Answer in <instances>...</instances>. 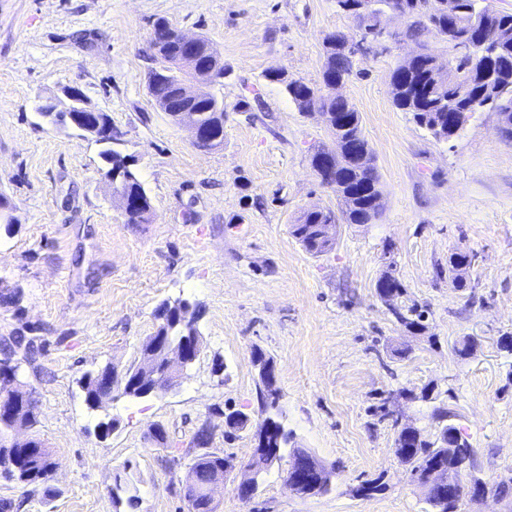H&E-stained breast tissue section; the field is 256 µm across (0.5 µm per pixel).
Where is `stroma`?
Here are the masks:
<instances>
[{"instance_id":"1","label":"stroma","mask_w":512,"mask_h":512,"mask_svg":"<svg viewBox=\"0 0 512 512\" xmlns=\"http://www.w3.org/2000/svg\"><path fill=\"white\" fill-rule=\"evenodd\" d=\"M159 18L222 56L227 74L208 87L224 102L220 149L196 148L149 93ZM406 26L387 15L389 38L355 55L337 89L361 114L379 214L337 225L332 250L314 255L291 226L304 210L338 207L311 165L330 131L265 74L320 83L325 36L362 35L336 0H0V195L14 219L0 227V294L20 295L0 303V349L14 346L39 408L13 437L40 439L54 463L47 497L0 478L11 512H188L189 466L205 451L236 463L214 492L218 512H428L425 487L395 454L399 426L437 435L433 405L419 398L427 386L474 448L475 475L512 478V355L499 344L512 336V139L493 112L445 141L393 106L401 60L422 45L454 52L440 36L401 39ZM65 86L109 115L151 198L149 223H126L90 135L39 115V101ZM458 249L472 255L464 289L443 273ZM389 267L406 288L390 304L376 291ZM165 301L187 302L196 319L194 365L173 389L133 399L117 383L89 409L81 376L136 365ZM412 303L428 309L419 331L389 311ZM467 341L469 355H458ZM258 350L277 364L290 447L332 474L325 493L292 491L281 461L251 501L237 496L263 421ZM382 400L393 420L373 415ZM228 410L249 418L230 436ZM205 423L202 449L193 438ZM370 480L382 491L358 496Z\"/></svg>"}]
</instances>
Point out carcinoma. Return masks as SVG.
<instances>
[{
	"label": "carcinoma",
	"instance_id": "cac0c4a2",
	"mask_svg": "<svg viewBox=\"0 0 512 512\" xmlns=\"http://www.w3.org/2000/svg\"><path fill=\"white\" fill-rule=\"evenodd\" d=\"M407 17V28L403 36L415 41L429 34L447 32L456 41H467L474 45L475 53H483L492 59L488 69H482L470 58L456 55L442 57L422 52L401 61L391 72L392 103L396 109L410 112L414 120L426 128L434 138L444 139V133L436 124L447 123L448 113L468 110L478 112L488 109L498 115L504 137L512 138V13L486 6V0H458L459 12L452 18L443 8L445 0H400ZM169 21L157 19L153 24L150 48L152 58L165 63L160 69L149 73V91L156 105L170 116L186 110L198 114L199 125L211 133L224 132V104L214 94L195 101L181 96V86L197 78L195 67L182 62L183 52L179 43L165 34ZM345 38L334 33L324 39L325 61L321 79L322 86L310 85L301 80H289L285 91L303 112L319 111L331 114L329 129L334 139V148L321 149L319 154H329L331 169L319 170L318 154L312 156V166L318 170L322 181L334 185L341 201L340 212L331 209H307L292 225V235L311 254L330 251L333 244L321 238V226L341 221L345 224H368L379 214V199L382 195L379 175L369 164L361 167L358 154L369 153L368 142L362 133L360 112L348 100L338 98L327 91L331 82L348 78L352 73V57L344 49ZM197 55L208 63L207 80L218 83L224 78V61L213 43L199 37ZM101 146L100 157L108 165L107 173L118 176L126 205L123 207L125 223L145 224L146 213L153 212L150 198L131 170L126 157L113 148L114 134L100 130L94 137ZM472 262L471 254L458 249L448 257V278L457 288L467 287L465 273ZM380 298L400 297L405 288L395 276L393 269L385 271L376 284ZM398 323L407 328H424L425 311L417 304L401 306L393 311ZM160 324L156 332L141 344L140 357L156 361V372L162 371L154 344L160 337L195 336L190 328H173L178 320V304L164 303L157 311ZM138 373L127 371L122 378L107 364L96 372H88L81 378L86 404L99 397L112 394V385L121 381L127 391L137 379ZM261 413L271 421L272 434L268 446L273 459L281 461L285 456L295 457L300 448H287L290 440L280 420L279 406L261 401ZM432 419L438 424L440 438L429 441L410 426L399 430L395 440V453L400 461L410 467L419 482H424L437 469L456 468L458 489L453 497L441 499L435 488L427 493L431 512H460L466 496L467 478L475 463V451L471 444L449 454L443 449L457 446L453 433L457 427L451 423L448 408L436 406ZM226 457L207 453L195 458L190 471L196 476V487H204L215 475L224 472ZM49 453L41 442L30 439L24 446L1 447L0 475L25 486L48 490L51 478Z\"/></svg>",
	"mask_w": 512,
	"mask_h": 512
}]
</instances>
